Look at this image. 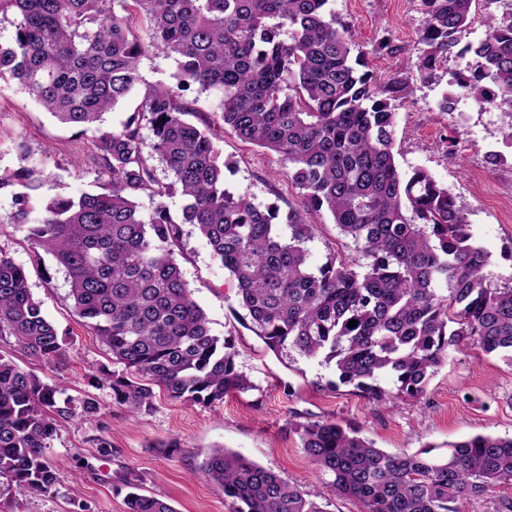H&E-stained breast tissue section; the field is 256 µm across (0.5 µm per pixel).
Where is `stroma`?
<instances>
[{
	"label": "stroma",
	"instance_id": "1",
	"mask_svg": "<svg viewBox=\"0 0 512 512\" xmlns=\"http://www.w3.org/2000/svg\"><path fill=\"white\" fill-rule=\"evenodd\" d=\"M331 9L354 33L376 75L407 77L409 97L396 116V163L402 172L427 170L448 185L463 209L478 244L492 255V283L512 285V149L503 136L512 114L479 107L454 83L457 70L474 66L473 56H449L447 65L421 78L414 50L422 14L418 0H331ZM454 97L440 111L443 94ZM222 94H201L191 121L220 134L218 145L233 171L226 186L256 203L301 207L298 189L278 172L276 159L240 140L221 119ZM89 135L60 124L20 85L0 84V167L16 168L21 157L42 162L49 179L42 194L76 195L103 185L105 176L87 160ZM499 164H489V152ZM12 200L0 190V251L29 274L34 297L41 300L63 341V354L38 373L58 383L66 395L94 398L99 413L89 420L63 423L47 458L61 476L55 491L36 495L13 490L14 512H126L129 485L158 497L175 512H230L223 492L200 470L215 447L236 452L300 485L320 499L329 477L306 456L288 420H333L359 430L361 437L387 452L442 446L478 434L512 436V365L471 346L450 351L448 363L432 377L423 398L372 401L341 384L334 364L296 353L274 355L243 324L236 285L215 262L205 239L185 226L178 261L213 335L227 338L253 390L203 406L171 400L158 393L151 410L132 413L114 405L103 386L113 370L106 345L74 309L65 271L50 255L35 257L25 233L7 219ZM311 266L332 254L350 256L352 241L330 215L317 219L308 245ZM112 447L98 451L99 440ZM178 440L181 452L167 456L162 446Z\"/></svg>",
	"mask_w": 512,
	"mask_h": 512
}]
</instances>
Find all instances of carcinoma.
I'll return each instance as SVG.
<instances>
[{"instance_id":"obj_1","label":"carcinoma","mask_w":512,"mask_h":512,"mask_svg":"<svg viewBox=\"0 0 512 512\" xmlns=\"http://www.w3.org/2000/svg\"><path fill=\"white\" fill-rule=\"evenodd\" d=\"M328 2L0 0L14 27L12 41L0 43V83H18L59 122L92 133L89 162L107 177L101 192L44 201L43 171L0 168L12 223L35 255L65 270L76 312L123 366L105 377L114 404L148 411L158 388L211 406L254 388L182 275L176 252L185 224L236 281L239 305L267 350L333 361L339 381L370 400L423 396L449 348L462 344L512 362V287L492 286L490 255L448 186L422 168L399 171L395 127L406 80L380 84ZM488 2L503 4L501 14L482 41L462 46L478 0H421L417 70L432 73L454 49L472 53L478 65L458 86L478 104L495 99L512 112V0ZM130 3L150 22L144 37L132 31ZM153 49L176 70L138 100L140 62ZM193 87L222 91L224 126L277 158L301 191L302 209L263 206L224 188L231 166L217 136L186 119L195 112L186 98ZM120 104L130 105L128 115L104 126ZM154 160L166 180L156 178ZM174 195L183 200L179 221L167 205ZM324 211L358 256L332 254L314 268L309 218ZM3 336L47 365L62 353L24 266L0 252ZM384 377L396 392L379 385ZM63 393L0 356L1 498L58 484L46 450L61 422L97 411L92 400H62ZM289 426L332 477L325 497L354 498L362 512H459V500L512 485V437L388 453L335 421ZM201 468L232 512H327L302 487L225 448L211 449ZM126 507L175 512L138 492L127 494Z\"/></svg>"}]
</instances>
